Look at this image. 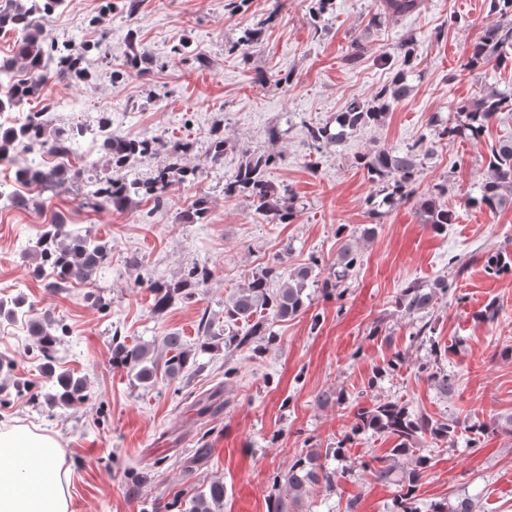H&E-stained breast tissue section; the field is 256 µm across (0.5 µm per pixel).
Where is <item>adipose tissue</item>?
I'll return each mask as SVG.
<instances>
[{
  "label": "adipose tissue",
  "mask_w": 512,
  "mask_h": 512,
  "mask_svg": "<svg viewBox=\"0 0 512 512\" xmlns=\"http://www.w3.org/2000/svg\"><path fill=\"white\" fill-rule=\"evenodd\" d=\"M68 475L48 435L0 431V512H69Z\"/></svg>",
  "instance_id": "1"
}]
</instances>
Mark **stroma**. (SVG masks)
<instances>
[{
	"label": "stroma",
	"instance_id": "stroma-1",
	"mask_svg": "<svg viewBox=\"0 0 512 512\" xmlns=\"http://www.w3.org/2000/svg\"><path fill=\"white\" fill-rule=\"evenodd\" d=\"M227 0H140L127 13L122 0H68L47 21V41L90 46L89 75L53 78L23 111L67 98L73 106L50 114L53 126L95 127L112 119L114 132L131 138L164 137L190 143L187 156L199 176L173 184L163 205L136 198L126 209L84 207L73 181L42 192L17 186L16 203L0 208V297H26L34 315L69 325L60 348L61 368L84 376L87 400L75 408H48L39 395L44 379L21 322L0 320V431L25 426L53 437L69 475V512H164L213 480L226 488L223 512H267L272 479L313 448H332L354 422L358 408L400 401L433 418L457 424L451 443L421 444L431 463L415 493L419 512L432 504L469 496L476 512H512V435L502 430L512 417V272H485L486 253H512V207L497 212L471 206L470 195L486 174V142L512 136V112L496 115L480 143L440 141L428 126L433 113L490 87L512 88V63L469 71L472 42L495 22L490 0H423L419 10L371 25L375 0H329L313 17L311 0H246L237 10ZM264 23L260 40L236 43L246 28ZM414 34L416 59L410 95L379 126L363 128L340 144L311 147L306 128L324 123L354 99H368L401 66L398 45ZM136 51L138 66L128 70ZM357 53L348 63L349 53ZM388 64H381L380 56ZM293 75L292 85L257 83L259 74ZM221 127L227 147L213 163L207 143ZM280 139H270L271 127ZM422 142L429 151L418 190L445 186L441 200L458 220L444 231L424 223L413 202H403L381 220L361 247V264L343 298L311 293L307 309L277 322V340L266 354L224 353V300L238 284L274 258L288 269L311 257L330 263L343 240L370 223L366 201L378 188L356 164L382 145ZM270 152L280 160L270 180L288 187L300 202L294 223L275 224L224 184L244 150ZM205 201L202 222L185 224L182 214ZM77 224L108 243L109 257L93 282L49 287L35 278L23 252L54 217ZM214 273L208 286L165 312L153 309L148 281L179 278L192 266ZM447 279L426 319L406 316L395 303L411 283ZM108 307L95 304V297ZM494 322L479 320L487 304ZM217 334L215 350L199 355L200 367L178 382L145 389L112 362V334L127 343H151L163 358L162 338L176 332L197 348L201 316ZM430 323L433 341L446 347L439 366L456 384L440 393L419 374L426 349L409 335ZM404 363L384 377L377 368L394 356ZM237 372L225 377V363ZM343 391L344 405L322 404L329 389ZM216 394L224 408L198 414V399ZM485 435L473 437L470 425ZM392 440L365 433L343 458L330 461L336 486L316 487L303 512H392L396 487L376 481L360 459L382 457ZM147 479L138 495L127 493V477Z\"/></svg>",
	"mask_w": 512,
	"mask_h": 512
}]
</instances>
